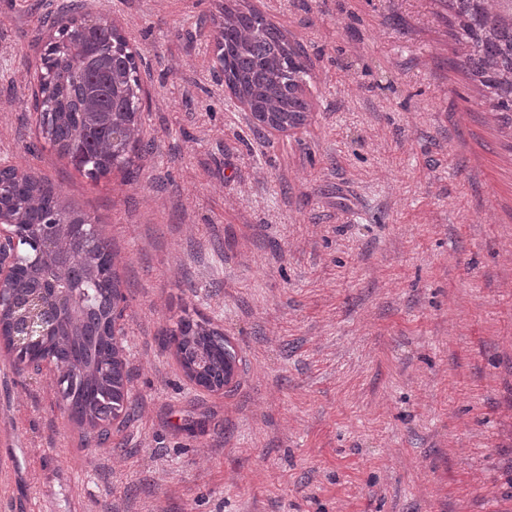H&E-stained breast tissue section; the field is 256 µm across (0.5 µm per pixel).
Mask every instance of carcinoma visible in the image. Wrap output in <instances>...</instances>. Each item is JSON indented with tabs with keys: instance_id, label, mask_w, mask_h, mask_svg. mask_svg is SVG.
Returning <instances> with one entry per match:
<instances>
[{
	"instance_id": "carcinoma-1",
	"label": "carcinoma",
	"mask_w": 512,
	"mask_h": 512,
	"mask_svg": "<svg viewBox=\"0 0 512 512\" xmlns=\"http://www.w3.org/2000/svg\"><path fill=\"white\" fill-rule=\"evenodd\" d=\"M459 45L456 67L482 91L492 112H512V0H443ZM54 25L39 65L34 106L43 137L96 182L128 169L152 149L138 137L144 112L142 79L126 38L112 24L76 12ZM224 82L250 112L254 131L283 130L306 121L307 58L260 11L224 5L216 24ZM21 240L6 289L14 300L66 293L47 346L25 351L56 363L59 396L70 419L87 424L85 440L109 439V409L130 414L119 386L128 378L112 334V316L126 302L112 269V248L92 218L70 207L49 182L17 167L0 170V214ZM186 375L218 381L236 363L224 333L184 313L166 330Z\"/></svg>"
}]
</instances>
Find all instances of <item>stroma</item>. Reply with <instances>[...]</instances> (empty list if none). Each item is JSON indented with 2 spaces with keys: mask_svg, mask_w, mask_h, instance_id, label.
Returning <instances> with one entry per match:
<instances>
[{
  "mask_svg": "<svg viewBox=\"0 0 512 512\" xmlns=\"http://www.w3.org/2000/svg\"><path fill=\"white\" fill-rule=\"evenodd\" d=\"M71 0H0V163L112 244L134 419L83 444L55 378L0 345L10 488L41 512H512V126L454 65L436 0H242L301 46L311 112L255 135L224 84V0H78L139 54L136 180L91 182L32 94ZM234 347L189 380L182 310Z\"/></svg>",
  "mask_w": 512,
  "mask_h": 512,
  "instance_id": "1",
  "label": "stroma"
}]
</instances>
